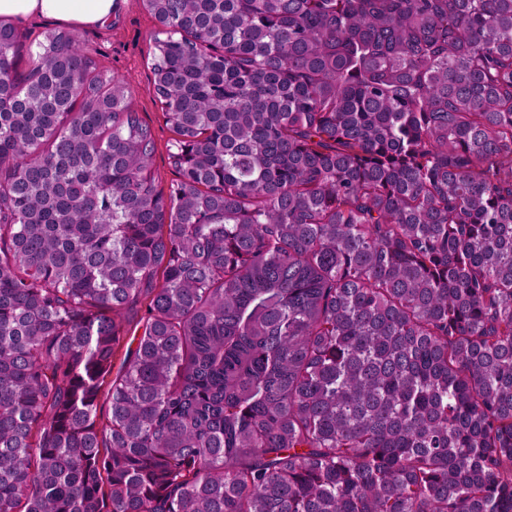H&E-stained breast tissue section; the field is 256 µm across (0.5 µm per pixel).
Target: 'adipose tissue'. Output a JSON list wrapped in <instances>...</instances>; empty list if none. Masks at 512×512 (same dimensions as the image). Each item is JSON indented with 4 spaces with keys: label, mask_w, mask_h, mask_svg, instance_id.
<instances>
[{
    "label": "adipose tissue",
    "mask_w": 512,
    "mask_h": 512,
    "mask_svg": "<svg viewBox=\"0 0 512 512\" xmlns=\"http://www.w3.org/2000/svg\"><path fill=\"white\" fill-rule=\"evenodd\" d=\"M123 0H0V18L8 21L47 18L74 28L104 25Z\"/></svg>",
    "instance_id": "obj_1"
}]
</instances>
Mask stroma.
<instances>
[{
    "label": "stroma",
    "mask_w": 512,
    "mask_h": 512,
    "mask_svg": "<svg viewBox=\"0 0 512 512\" xmlns=\"http://www.w3.org/2000/svg\"><path fill=\"white\" fill-rule=\"evenodd\" d=\"M157 34L158 25L141 0H125L110 22L80 30L79 37L87 46L97 49V60L103 69L126 78L132 105L152 130L155 177L166 188L176 178L168 159L175 135L164 121L149 80Z\"/></svg>",
    "instance_id": "obj_1"
}]
</instances>
